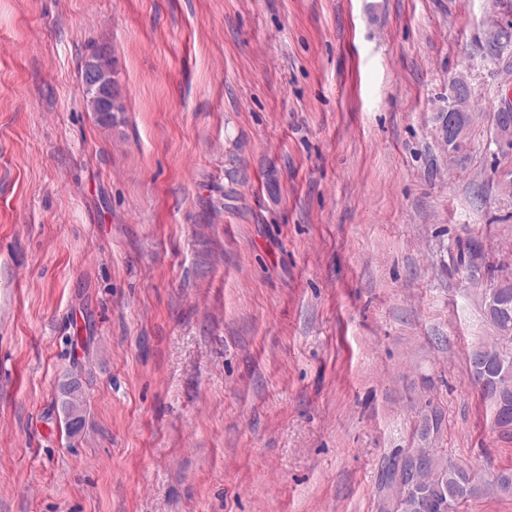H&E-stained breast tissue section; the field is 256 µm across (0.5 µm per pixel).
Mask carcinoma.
Masks as SVG:
<instances>
[{
  "instance_id": "cac0c4a2",
  "label": "carcinoma",
  "mask_w": 512,
  "mask_h": 512,
  "mask_svg": "<svg viewBox=\"0 0 512 512\" xmlns=\"http://www.w3.org/2000/svg\"><path fill=\"white\" fill-rule=\"evenodd\" d=\"M457 269L469 271L476 254L468 246L456 242L448 251ZM508 314L484 306L485 314L498 334L512 330V288L501 289ZM512 361V348L498 343L474 350L469 358L470 377L479 386L482 398L495 410V422L500 428L512 426V418L500 420L502 402L498 392L508 393L507 409L512 412V386L496 378L498 359ZM388 481L395 489V512H459L461 506L481 495H512V471H501L491 480L482 479L471 468L444 460L435 448H414L412 453L396 459L389 470Z\"/></svg>"
}]
</instances>
